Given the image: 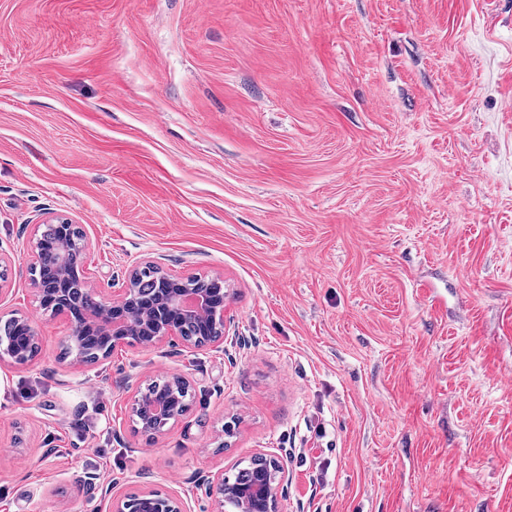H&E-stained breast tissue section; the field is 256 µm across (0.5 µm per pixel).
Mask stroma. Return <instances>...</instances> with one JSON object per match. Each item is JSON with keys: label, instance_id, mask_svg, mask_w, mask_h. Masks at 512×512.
<instances>
[{"label": "stroma", "instance_id": "35a3bbf8", "mask_svg": "<svg viewBox=\"0 0 512 512\" xmlns=\"http://www.w3.org/2000/svg\"><path fill=\"white\" fill-rule=\"evenodd\" d=\"M48 213L94 287L223 275V352L60 363ZM0 271L42 336L0 366V512H215L260 448L285 512H512V0H0ZM171 373L189 412L137 432ZM161 381L168 383L170 393L163 400H157L156 397L149 395L146 388ZM183 391L188 394V405L184 407L181 406L182 398L179 396V393H183ZM191 397V384L185 376L165 374L157 376L156 380H151L144 390L138 387L131 399V412L140 425V430L154 438L163 434L164 427L171 421L175 422L187 413ZM185 512L182 497L177 491L152 489L140 494L112 497L110 512Z\"/></svg>", "mask_w": 512, "mask_h": 512}]
</instances>
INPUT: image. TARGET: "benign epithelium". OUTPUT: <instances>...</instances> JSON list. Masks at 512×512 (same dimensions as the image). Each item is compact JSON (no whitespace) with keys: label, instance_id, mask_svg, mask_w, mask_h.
Here are the masks:
<instances>
[{"label":"benign epithelium","instance_id":"7a95c632","mask_svg":"<svg viewBox=\"0 0 512 512\" xmlns=\"http://www.w3.org/2000/svg\"><path fill=\"white\" fill-rule=\"evenodd\" d=\"M38 236L32 248L31 285L36 302L52 307L50 316H62L70 323L72 335L65 337L71 348L72 364H98L107 361L122 346L155 348L163 343L179 342L185 347H210L223 350L224 313L228 289L224 278H211L208 287L200 286L193 274L165 275V294L144 295L135 281L141 267L130 269L124 287L108 293L90 287L84 265L87 243L79 237L71 246L47 255ZM19 335L15 342L0 340V363L35 360L42 350V336L27 317L16 318ZM170 387L169 395L158 400L148 391L137 389L131 399V412L140 430L156 437L165 426L187 413L179 393L192 394L190 381L180 374L156 378ZM246 475L238 483L222 472L202 480L206 495L218 505V512H284L283 486L287 469L283 457L259 449L250 457ZM111 512H185L178 492L152 489L138 494L112 498Z\"/></svg>","mask_w":512,"mask_h":512}]
</instances>
